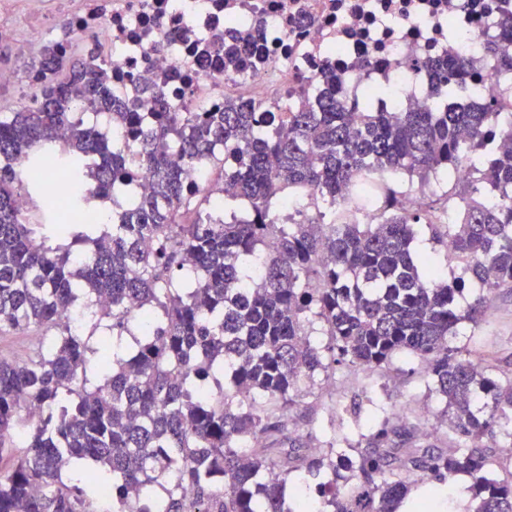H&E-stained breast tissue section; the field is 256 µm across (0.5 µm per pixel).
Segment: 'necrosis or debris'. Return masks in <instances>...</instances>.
Masks as SVG:
<instances>
[{
	"label": "necrosis or debris",
	"mask_w": 512,
	"mask_h": 512,
	"mask_svg": "<svg viewBox=\"0 0 512 512\" xmlns=\"http://www.w3.org/2000/svg\"><path fill=\"white\" fill-rule=\"evenodd\" d=\"M33 11L16 14L14 0H0V40L18 23L59 31V51L94 35L118 97H134L147 75L170 78L176 111L197 104L223 109L229 99L273 103L286 93L307 98L323 74L336 76L347 109L359 112L367 91L384 89L381 105L401 112L430 109L433 61L466 59L481 78L484 98L512 96V72L499 70L484 49L500 36L512 0H34ZM259 29L242 73L224 70L220 55L194 52L198 41L217 34ZM34 42L18 67L0 72V88L41 84Z\"/></svg>",
	"instance_id": "obj_1"
}]
</instances>
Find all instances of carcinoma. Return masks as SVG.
Wrapping results in <instances>:
<instances>
[{
  "instance_id": "obj_1",
  "label": "carcinoma",
  "mask_w": 512,
  "mask_h": 512,
  "mask_svg": "<svg viewBox=\"0 0 512 512\" xmlns=\"http://www.w3.org/2000/svg\"><path fill=\"white\" fill-rule=\"evenodd\" d=\"M504 41L512 24L489 46L512 72ZM39 66L49 77L36 105L0 113V334L53 335L0 357V457L23 442L0 472V512H306L308 489L318 512H397L416 481L438 502L459 472L474 480L471 512H512V473L496 474V449L512 447V372L449 343L512 289V144L500 143L512 109L454 105L480 91L465 59L434 77L430 111L369 103L358 119L334 88L276 112L237 101L174 112L155 74L147 123L138 100L112 95L99 52L72 63L52 43ZM77 101L140 144L151 192L104 224L32 223L17 199L41 206L52 159L76 212L135 178L104 131L69 122ZM93 155L106 163L82 172ZM215 159L221 180L186 191L184 173ZM464 162L469 179L423 196ZM414 187L422 196L407 207ZM308 188L317 208L277 213ZM422 231L450 248L448 272L415 248ZM397 354L418 360L444 401L448 447H408L415 429L381 409L355 442L333 433L280 450L303 384ZM31 408L43 411L33 425ZM362 412L356 392L330 409L350 429Z\"/></svg>"
}]
</instances>
